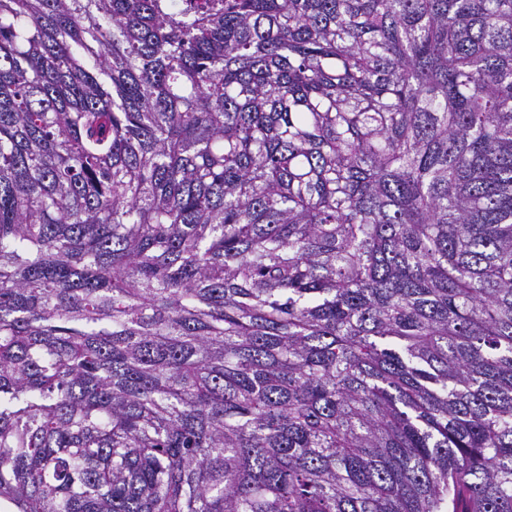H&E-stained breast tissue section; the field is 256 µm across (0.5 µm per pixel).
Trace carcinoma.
Returning <instances> with one entry per match:
<instances>
[{"label":"carcinoma","instance_id":"obj_1","mask_svg":"<svg viewBox=\"0 0 512 512\" xmlns=\"http://www.w3.org/2000/svg\"><path fill=\"white\" fill-rule=\"evenodd\" d=\"M0 512H512V0H0Z\"/></svg>","mask_w":512,"mask_h":512}]
</instances>
